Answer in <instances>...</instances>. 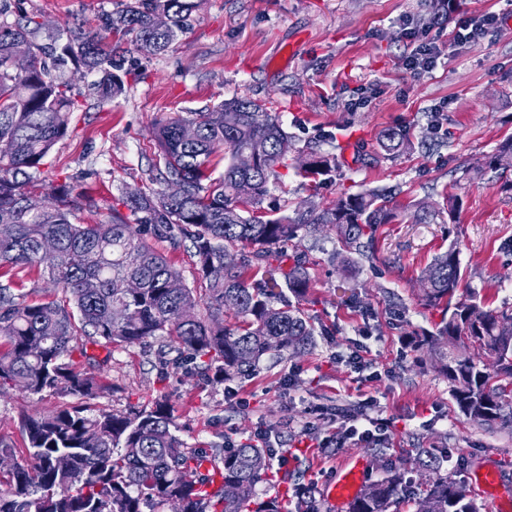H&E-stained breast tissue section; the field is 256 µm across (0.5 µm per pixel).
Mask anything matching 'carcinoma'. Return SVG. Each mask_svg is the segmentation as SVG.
<instances>
[{"label": "carcinoma", "instance_id": "obj_1", "mask_svg": "<svg viewBox=\"0 0 512 512\" xmlns=\"http://www.w3.org/2000/svg\"><path fill=\"white\" fill-rule=\"evenodd\" d=\"M195 8V0H129L118 15L101 14L96 30L50 33L44 42L37 41L42 25L35 14L22 11L17 20L0 22V269L45 268L57 288L31 302L0 284V395L20 377L31 395L67 398L47 413L22 418L30 462L14 461L15 449L0 440V478L6 479L0 512H282L277 498L256 494L275 449L250 439L219 455L190 448L176 434L163 399L129 413L95 409L90 400L111 383L76 367L73 352L87 354L79 339L126 348L153 338L189 355L220 383L233 374L245 376L272 351L300 353L314 342V325L293 305L311 288L306 263L287 252L299 231L327 225L356 248L400 216L415 224L433 217L423 202L410 212L399 210L392 195L378 188L343 194L328 207L312 203L291 216L267 214L270 184L279 178L277 168L287 166L280 144L291 136L264 105L238 97L158 126L160 152L150 180L181 182V197L171 198L164 189H130L122 195L128 214L114 209L108 221L77 224L75 212L87 199L66 182H48L40 208L29 210L36 174L79 110L75 76L101 73L103 102L126 91L127 58L118 46H108V35L157 55L184 32ZM157 14L167 16L166 29L154 27ZM20 39L32 50L25 73L8 67ZM185 124L197 129L189 143L181 138ZM408 146L400 132L382 135L381 147L390 154ZM243 151L256 158L249 172L236 163ZM307 156L300 168L305 175L335 172V154L310 148ZM509 159L512 138L475 175L500 169ZM221 162L223 176L211 178ZM244 183L251 185L246 198L240 194ZM149 232L175 248L189 243L196 273L206 282V301L147 244ZM236 248L238 263L225 265L224 254ZM255 268L264 269V278L253 279ZM460 278L451 243L420 278L425 303L443 305L435 331L423 334L422 342L448 377L460 412L474 424L491 426L512 408V313L484 309L474 292L451 301ZM115 306L126 310L120 324L111 318ZM186 309L195 311L193 320L182 317ZM226 314L234 324H224ZM459 344L472 346L474 355L455 353ZM446 458L445 450L429 459L435 467L420 492H410L406 472L394 468L365 488L349 512H391L404 499L414 512H479L473 492L441 473ZM227 483L235 486L232 498L224 496Z\"/></svg>", "mask_w": 512, "mask_h": 512}]
</instances>
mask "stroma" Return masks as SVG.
Returning <instances> with one entry per match:
<instances>
[{
    "instance_id": "1",
    "label": "stroma",
    "mask_w": 512,
    "mask_h": 512,
    "mask_svg": "<svg viewBox=\"0 0 512 512\" xmlns=\"http://www.w3.org/2000/svg\"><path fill=\"white\" fill-rule=\"evenodd\" d=\"M23 2L50 29L90 30L102 12L121 11L126 0ZM462 7L469 16L500 13L505 21L461 48L450 43L452 24L443 23L437 32L443 56L419 77L407 68L402 21L427 22L430 0H203L165 52L129 50L134 66L123 96L100 101L97 74L78 81L80 108L39 179L84 192L92 204L81 221L110 220L121 187H150L158 120L236 96L262 100L277 113L293 152L314 147L336 156L332 177L318 182L280 168L269 198L280 214L376 187L392 189L396 204L423 201L436 212L428 224L380 225L374 260H359L349 277L332 262L344 249L334 231L300 232L298 251L312 277L301 308L316 327L315 342L301 354H267L250 377L216 384L175 352L162 365L156 339L126 349L88 346L74 362L111 382L93 399L95 408L126 413L167 400L180 437L209 452L251 437L257 426L273 428L278 448L288 453V471L257 484L261 498L312 484L320 512H334L325 489L349 458H367L366 483L392 466L406 467L415 480L423 451L444 448L454 481L469 486L478 467L498 470L495 495L475 498L479 512L512 507V423L468 421L427 347L412 341L440 320L439 310L423 305L419 278L452 243L463 283L479 293L484 309H512V167L469 174L512 138V0H463ZM388 129L405 133L409 148L384 152L379 137ZM452 195L462 201L453 217ZM345 284L355 288L356 303L344 301ZM363 341L379 374L365 384L344 360ZM366 393L377 399L375 416L389 423L382 445L323 447L335 431L326 421L303 431L308 403L351 411ZM59 403L57 396L18 388L0 396V440L16 448L17 462L25 460L22 416Z\"/></svg>"
}]
</instances>
